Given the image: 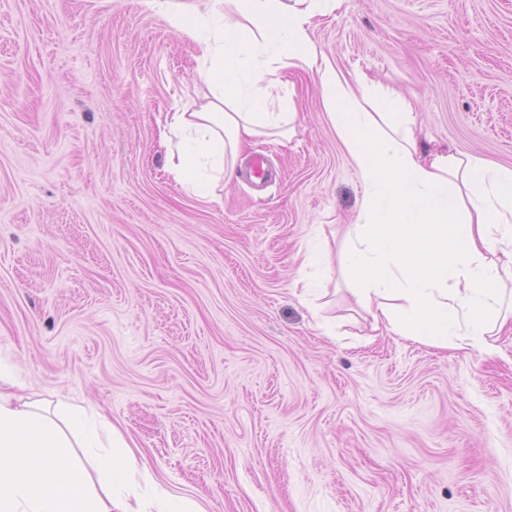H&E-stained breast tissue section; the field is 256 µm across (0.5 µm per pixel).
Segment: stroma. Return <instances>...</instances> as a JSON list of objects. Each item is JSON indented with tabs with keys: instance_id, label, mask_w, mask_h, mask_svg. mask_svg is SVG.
Instances as JSON below:
<instances>
[{
	"instance_id": "stroma-1",
	"label": "stroma",
	"mask_w": 512,
	"mask_h": 512,
	"mask_svg": "<svg viewBox=\"0 0 512 512\" xmlns=\"http://www.w3.org/2000/svg\"><path fill=\"white\" fill-rule=\"evenodd\" d=\"M309 34L424 139L512 167V0H345ZM198 68L146 0H0V360L206 512H512V335L437 350L375 335L339 268L304 290L363 196L306 72L294 136L242 154L270 181L175 182Z\"/></svg>"
}]
</instances>
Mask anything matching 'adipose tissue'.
<instances>
[{
    "instance_id": "adipose-tissue-1",
    "label": "adipose tissue",
    "mask_w": 512,
    "mask_h": 512,
    "mask_svg": "<svg viewBox=\"0 0 512 512\" xmlns=\"http://www.w3.org/2000/svg\"><path fill=\"white\" fill-rule=\"evenodd\" d=\"M209 2L204 14L186 0L162 4L169 26L197 45L210 90L166 115L170 176L213 198L247 143L294 133L279 88L285 73L307 71L364 188L340 263L374 330L492 353V336L512 326V167L423 152L415 104L376 95L319 51L313 20L342 0ZM17 384L0 367V512H149L136 488L150 473L105 416L24 400Z\"/></svg>"
}]
</instances>
